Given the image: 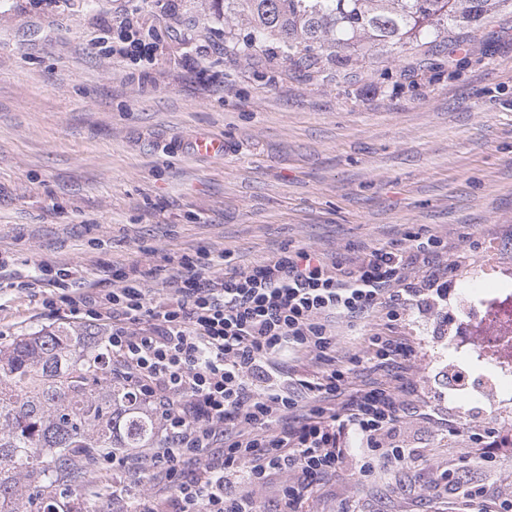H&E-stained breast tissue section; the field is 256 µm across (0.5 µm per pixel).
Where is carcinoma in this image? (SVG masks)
Returning a JSON list of instances; mask_svg holds the SVG:
<instances>
[{"label": "carcinoma", "instance_id": "obj_1", "mask_svg": "<svg viewBox=\"0 0 512 512\" xmlns=\"http://www.w3.org/2000/svg\"><path fill=\"white\" fill-rule=\"evenodd\" d=\"M245 15L248 47L289 61L362 43L403 49L416 39L476 25L512 0H214ZM99 331L52 325L0 345V512H72L58 483L79 486L103 454L151 448L152 410L112 380Z\"/></svg>", "mask_w": 512, "mask_h": 512}]
</instances>
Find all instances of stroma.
<instances>
[{
  "instance_id": "stroma-1",
  "label": "stroma",
  "mask_w": 512,
  "mask_h": 512,
  "mask_svg": "<svg viewBox=\"0 0 512 512\" xmlns=\"http://www.w3.org/2000/svg\"><path fill=\"white\" fill-rule=\"evenodd\" d=\"M248 26L213 0H0V343L47 327L53 288L32 284L44 267L102 291L113 268L134 267L159 299L184 254L215 259L220 276L286 247L331 261L433 236L445 256L467 255L447 307L336 322V364L361 383L389 374L368 369L370 336L415 348L414 409L395 436L412 450L406 488L359 477L349 457L302 512H465L430 485L452 467L512 497L511 441L490 467L456 466L508 410L449 398L445 325L464 289L490 303L512 283V7L403 50L347 48L340 63L246 52L229 35ZM126 33L147 59L120 56ZM200 135L224 138L223 160L191 154ZM91 478L110 500L75 492L72 512H128L122 468Z\"/></svg>"
}]
</instances>
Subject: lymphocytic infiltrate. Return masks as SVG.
I'll list each match as a JSON object with an SVG mask.
<instances>
[{
  "label": "lymphocytic infiltrate",
  "instance_id": "1",
  "mask_svg": "<svg viewBox=\"0 0 512 512\" xmlns=\"http://www.w3.org/2000/svg\"><path fill=\"white\" fill-rule=\"evenodd\" d=\"M439 246L417 238L341 262L285 250L220 280L210 277V263L184 255L172 294L160 301L149 299L134 268L113 269L117 287L104 294L57 282L44 317L65 310L101 327L113 375L162 423L164 439L146 464L123 465L130 485H140L147 466L167 480V497L142 490L137 512H258L235 485L284 471L292 478L281 488L282 512H300L315 481L340 472L345 456L358 454L363 478L402 465L409 449L381 438L395 434L409 410L407 385L357 387L349 370L331 366L306 382L314 403L301 415L278 359L325 360L339 317L354 323L380 307L395 316L446 306L448 271L434 265ZM416 266L424 276L408 280ZM187 463L196 471L185 472Z\"/></svg>",
  "mask_w": 512,
  "mask_h": 512
}]
</instances>
